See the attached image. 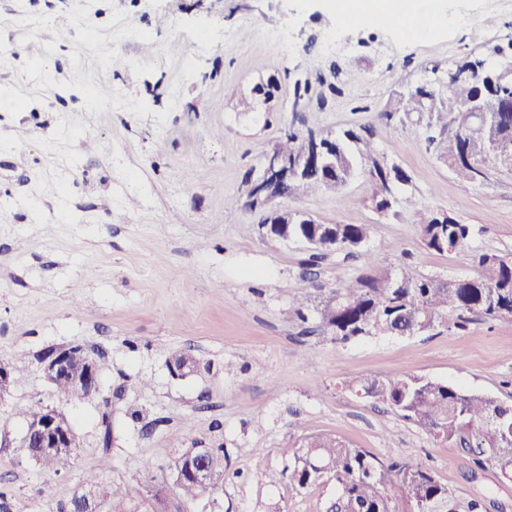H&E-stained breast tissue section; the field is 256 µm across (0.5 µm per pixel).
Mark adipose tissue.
<instances>
[{
	"instance_id": "ef3b65f1",
	"label": "adipose tissue",
	"mask_w": 512,
	"mask_h": 512,
	"mask_svg": "<svg viewBox=\"0 0 512 512\" xmlns=\"http://www.w3.org/2000/svg\"><path fill=\"white\" fill-rule=\"evenodd\" d=\"M334 9L345 21L393 22L402 37L426 38L441 12L437 0H336Z\"/></svg>"
}]
</instances>
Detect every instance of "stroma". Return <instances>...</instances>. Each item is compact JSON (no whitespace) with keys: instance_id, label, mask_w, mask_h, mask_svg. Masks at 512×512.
<instances>
[{"instance_id":"stroma-1","label":"stroma","mask_w":512,"mask_h":512,"mask_svg":"<svg viewBox=\"0 0 512 512\" xmlns=\"http://www.w3.org/2000/svg\"><path fill=\"white\" fill-rule=\"evenodd\" d=\"M451 23L424 40L390 26L339 22L322 0H0L39 22L0 48V362L19 379L0 401L12 436L25 412L48 405L78 436L73 464L52 472L0 448V493L11 512H58L77 489L119 484L139 512L161 493L165 512H325L334 483L290 479L306 438L330 435L383 460L432 471L464 500L512 512V484L402 419L345 390L358 375L421 376L512 401V318L472 315L414 336L346 345L300 322L293 296L314 269V300L370 272L412 265L439 279L474 276L453 253L429 249L413 208L446 210L472 225L470 250L512 260V171L481 185L457 178L429 146L418 114L386 121L390 96L431 78L432 67L512 42V0H447ZM82 31L59 39L60 27ZM287 32L291 54L271 35ZM340 53L325 54L327 34ZM125 59L113 70L111 58ZM335 78L338 92L292 112L296 82ZM240 99H224L225 83ZM274 84L261 104L257 84ZM376 130L375 146L410 177L404 205L372 203L367 176L343 195L274 200L323 224H365L354 253L312 260L300 241L267 234L243 201L249 172L288 128ZM237 205H227L229 197ZM83 345L103 356L100 391L58 396L37 363L47 348ZM197 361L171 373L178 352ZM111 427H104V419ZM223 448L212 496L183 507L171 464L188 448Z\"/></svg>"}]
</instances>
